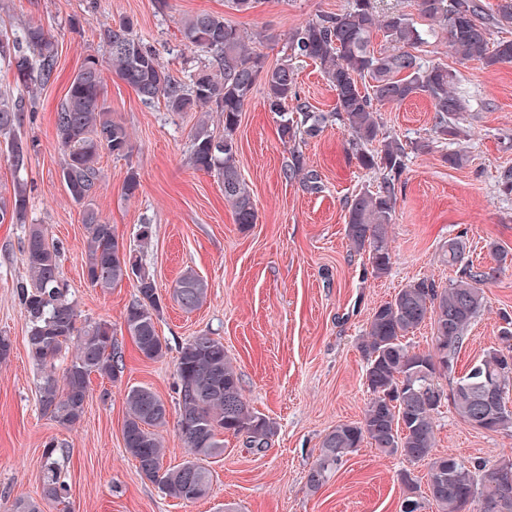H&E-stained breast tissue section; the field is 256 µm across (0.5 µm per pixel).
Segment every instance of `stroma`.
<instances>
[{"instance_id":"obj_1","label":"stroma","mask_w":512,"mask_h":512,"mask_svg":"<svg viewBox=\"0 0 512 512\" xmlns=\"http://www.w3.org/2000/svg\"><path fill=\"white\" fill-rule=\"evenodd\" d=\"M348 2L261 0L255 9L236 12L225 0H0V33L36 23L58 45L56 77L44 86L20 82L14 66L0 59V97L30 107L19 130L28 148L22 175H15L0 136V201L11 200L16 178L28 184L25 223L0 224V334L13 345L0 364V512L16 498L39 494L44 445L52 439L69 449L61 468L69 512H224L228 504L237 512H401L406 491L400 472L421 477L426 468L371 443L349 455L318 492L309 490L305 475L324 435L363 415L369 392L359 343L373 310L413 281L431 278L444 285L454 278L445 257L449 240L462 238L474 264L496 270L484 287L485 308L456 359V374L496 345L501 313L512 314V193L502 185L505 170H512V65L491 70L477 61L459 62L442 35L418 48L424 63L460 73L459 90L470 105L461 141L436 139L428 98L378 112L383 133L406 149L404 187L390 228L392 264L380 277L346 236L347 200L374 188L380 175L359 166L341 122H329L314 138L282 139L279 118L265 107L263 86H256L234 133L238 165L257 210L256 223L244 229L234 224L218 178L190 162L197 113L168 111L159 100L143 103L127 84L109 79L107 103L128 129L131 148L124 155L102 152L92 206L125 247L138 246L140 225L153 229L141 255L163 299L156 328L168 352L159 361L140 359L125 330L124 313L136 294L132 281L102 291L83 275L84 209L63 185L54 129L71 77L86 57L106 56L100 32L108 24L132 19L137 38L157 50L170 74L185 80L212 61L210 53L185 45L186 18L224 15L272 68L287 58L290 32L317 15L343 11ZM294 66L301 97L314 111H333L336 95L319 65L299 58ZM460 147L467 163L449 167L444 154ZM296 156L314 181L286 178ZM132 169L140 174V188L128 197L122 185ZM32 224L60 247V274L79 325L110 323L124 352L121 379L92 377L85 414L72 427L41 413L36 368L27 353L16 285L29 278L23 245ZM491 242L508 251L505 264L490 256ZM187 270L208 285L206 302L190 312L171 297ZM201 332L222 339L250 408L273 421L277 433L260 452L243 436L225 435L223 455L206 462L213 474L208 496L183 502L165 496L126 454L124 394L146 386L175 407L178 352ZM435 435L439 455L491 464L512 456V429H475L448 406L436 418Z\"/></svg>"}]
</instances>
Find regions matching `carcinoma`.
<instances>
[{
    "label": "carcinoma",
    "mask_w": 512,
    "mask_h": 512,
    "mask_svg": "<svg viewBox=\"0 0 512 512\" xmlns=\"http://www.w3.org/2000/svg\"><path fill=\"white\" fill-rule=\"evenodd\" d=\"M416 6L419 23L404 13L378 11L376 0H350L344 11L321 14L288 35L292 57L320 63L336 94L333 115L347 128L351 152L360 166L383 170L376 190L361 192L347 204V238L355 250L368 254L377 277L391 266L388 226L402 189L405 148L382 133L376 112L384 105L425 96L435 112L436 137L458 140L464 134L460 120L469 110L468 101L458 91V72L441 64L427 65L414 50L444 33L461 63L478 61L487 68L512 64V39L490 42L491 28L512 27V0H497L491 13L482 0H416ZM133 28L134 22L127 18L103 29L108 56L84 60L55 113L56 138L63 155L61 177L70 197L84 204L99 190L101 150L117 155L129 150L125 126L112 119L105 103L107 79L114 75L145 103L161 99L171 112L222 114L224 136L219 138L208 129L206 118L199 119L190 160L196 169L214 172L221 179L234 223L243 228L256 223L255 203L237 164L234 132L260 75H265V104L280 117L283 138L316 137L329 115L313 111L302 100L292 64L265 68L263 55L222 15L197 14L183 24L186 43L214 55L223 67L221 76L207 66L200 67L187 84L170 76L159 53L138 39ZM379 33L388 49L377 52L371 43ZM28 48L37 52L33 63L44 86L56 75L58 47L43 26L29 24L21 36L1 38L0 58L11 60L17 79L25 82L33 64L26 54ZM24 112L23 101L0 99V135H13ZM9 160L18 178L11 204L0 203L1 224L23 222L28 206L27 183L19 177L28 160L22 142L11 140ZM84 225L87 282L105 291L135 276L137 296L126 309L125 327L143 359L165 357L168 347L156 330L162 304L154 276L138 252L121 247L113 226L89 206L84 210ZM23 249L32 285L20 283L18 297L28 321V355L39 369V407L59 425L74 426L85 413L90 376L118 381L123 355L110 324L77 326L75 305L60 282V251L39 225H31ZM448 265L456 268V278L447 286L427 279L414 282L374 309L360 343L370 398L360 421L340 423L323 437L306 475L312 492L327 485L345 457L368 440L386 455L426 466L427 496L437 512H474V506L501 495L494 479L496 466L433 453L435 419L440 413L433 400L440 394L474 428L492 432L512 428V411L506 406L512 376L503 367L505 359L512 357L511 320L499 329V346L457 378L451 392H445L437 381L443 371L454 373L468 328L484 309L483 287L493 278V272L465 260L460 240L448 241ZM207 296L208 285L192 270L185 271L173 287L174 300L186 311L199 308ZM426 322L432 329V349L419 353L403 339ZM67 352L65 367L57 368L58 358ZM176 373V425L188 459L173 468L163 467L159 429L167 424L170 412L149 387H131L126 392L122 435L124 450L143 477L166 496L192 502L210 492L213 475L204 462L224 454L221 435L242 434L251 448L261 451L269 446L277 428L250 408L237 369L220 339L201 333L188 340L176 360ZM64 453L57 440L45 443L39 497L19 498L9 512H46L50 505L65 503L67 486L60 476ZM400 479L409 493L401 512H421L415 479L408 471Z\"/></svg>",
    "instance_id": "1"
}]
</instances>
